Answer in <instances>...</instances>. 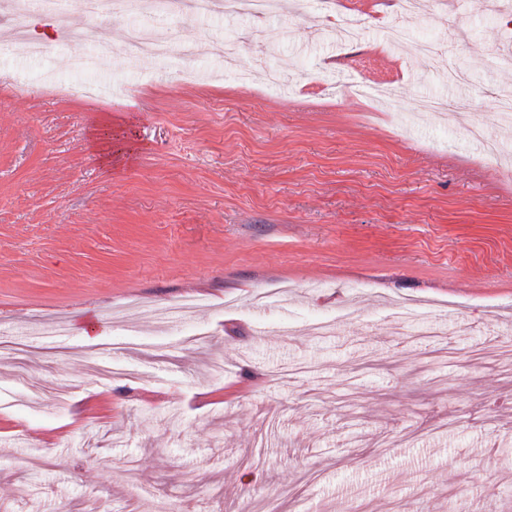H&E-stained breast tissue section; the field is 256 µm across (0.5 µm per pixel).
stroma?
<instances>
[{
  "label": "stroma",
  "mask_w": 512,
  "mask_h": 512,
  "mask_svg": "<svg viewBox=\"0 0 512 512\" xmlns=\"http://www.w3.org/2000/svg\"><path fill=\"white\" fill-rule=\"evenodd\" d=\"M335 2L361 42L331 38L318 0H280L260 20L154 15L196 55L145 46L119 71L60 39L0 48V512H512V123L493 95L512 20L422 0L398 50L395 0ZM59 4L97 46L134 21ZM227 35L238 67L291 88L222 74ZM422 40L468 68L473 112L412 121L448 96ZM97 129L132 156L102 164Z\"/></svg>",
  "instance_id": "obj_1"
}]
</instances>
